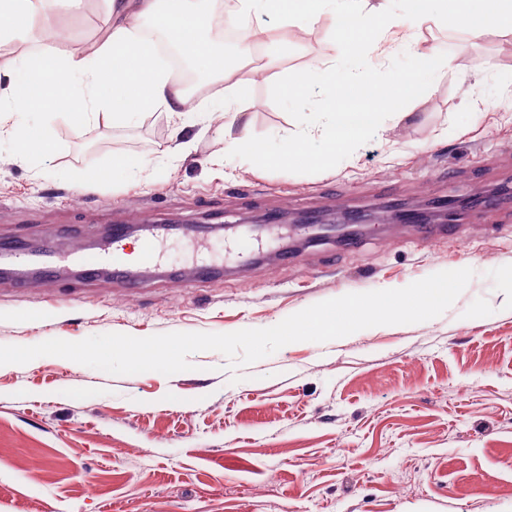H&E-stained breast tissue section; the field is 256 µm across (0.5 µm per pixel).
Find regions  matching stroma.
Listing matches in <instances>:
<instances>
[{
    "instance_id": "obj_1",
    "label": "stroma",
    "mask_w": 512,
    "mask_h": 512,
    "mask_svg": "<svg viewBox=\"0 0 512 512\" xmlns=\"http://www.w3.org/2000/svg\"><path fill=\"white\" fill-rule=\"evenodd\" d=\"M109 20L100 0L62 12L58 50L88 47ZM328 26L291 29L263 57L226 55L247 85L239 107L266 152L311 115L282 85L320 60ZM438 57L439 80L410 50L369 60L417 90L382 137L314 142L325 162L276 167L224 150L216 132L177 129L166 112L130 122L53 126L55 159L19 162L0 145V246L105 242L117 224L266 211L331 213L512 188V38L463 40ZM494 71L485 73L484 60ZM144 161L136 175L117 155ZM106 168L90 189L77 175ZM461 237L369 225L351 248L327 240L270 266L254 262L182 284L171 271L201 248L165 246L166 271L141 287L70 274L37 290L0 280V345L105 333H231L274 326L348 293L402 288L462 268L474 277L441 316L382 325L325 343L294 342L238 369L215 351L192 370L111 375L42 356L0 366V512H512V200L468 213ZM470 395H459L461 385Z\"/></svg>"
}]
</instances>
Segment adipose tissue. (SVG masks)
Returning <instances> with one entry per match:
<instances>
[{
  "label": "adipose tissue",
  "mask_w": 512,
  "mask_h": 512,
  "mask_svg": "<svg viewBox=\"0 0 512 512\" xmlns=\"http://www.w3.org/2000/svg\"><path fill=\"white\" fill-rule=\"evenodd\" d=\"M365 0H233L224 14L208 12L198 0H104L110 19L107 34L93 47L60 52L44 49L0 62L8 79L0 89V141L9 140L13 158L26 161L50 156L54 142L47 132L19 126L15 118L30 112L62 116L69 124L116 126L146 110H163L179 126L235 130L230 145L267 164L279 165L307 153L311 137L328 147L376 132L381 114L402 117L401 94L407 84L381 82L376 71L345 73L342 88L328 99L323 124L289 140L278 155H263L252 139L237 107L242 83L229 79V62L213 40L217 25L240 28L239 51L250 55L255 38L251 23L267 15L282 26L310 27L330 22L350 49H380L384 37L404 22L389 7L390 0L364 10ZM79 11L84 0H0V43L25 41L54 25L59 6ZM448 19L462 23L480 42L512 35V0H418L413 26ZM152 21L181 49L193 66L211 79L225 83L223 107L202 112L189 105V96L170 71L155 62L153 46L143 39L144 21Z\"/></svg>",
  "instance_id": "adipose-tissue-1"
}]
</instances>
